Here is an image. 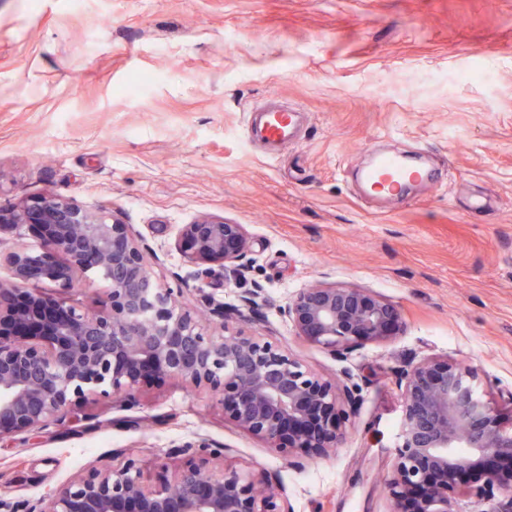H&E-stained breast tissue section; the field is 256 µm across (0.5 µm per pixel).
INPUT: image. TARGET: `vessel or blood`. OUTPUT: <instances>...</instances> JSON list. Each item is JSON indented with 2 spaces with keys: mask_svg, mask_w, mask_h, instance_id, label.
<instances>
[{
  "mask_svg": "<svg viewBox=\"0 0 512 512\" xmlns=\"http://www.w3.org/2000/svg\"><path fill=\"white\" fill-rule=\"evenodd\" d=\"M254 113V120L247 128L249 139L281 146L292 141L298 108L265 104L256 107ZM426 178V169L414 158L387 154L374 148L370 151V161L362 172L360 183L367 197L386 200L401 194L408 183L421 184Z\"/></svg>",
  "mask_w": 512,
  "mask_h": 512,
  "instance_id": "1",
  "label": "vessel or blood"
}]
</instances>
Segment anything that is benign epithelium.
<instances>
[{
  "label": "benign epithelium",
  "mask_w": 512,
  "mask_h": 512,
  "mask_svg": "<svg viewBox=\"0 0 512 512\" xmlns=\"http://www.w3.org/2000/svg\"><path fill=\"white\" fill-rule=\"evenodd\" d=\"M33 226L42 250L17 243L0 256V437L39 432L78 400L139 403L143 384L177 379L206 392L224 420L263 441L291 465L338 446L357 400L344 369L329 379L260 333L210 331L182 303L185 289L154 278L147 248L106 210L93 213L54 195L0 210V231ZM184 260L227 280L250 271L244 224L204 217L175 240ZM78 272L100 273L103 310H80L39 284L69 287ZM262 288L239 295L255 315ZM306 343L347 360L366 342L398 335L397 308L363 288H304L279 307ZM402 417L384 485L390 512H460L466 503L512 512V423L484 398L475 371L424 357L396 372ZM228 449L198 436L172 449L171 474L152 485L142 459L92 465L33 505L0 500V512H294L285 488L265 468L218 465Z\"/></svg>",
  "instance_id": "1"
}]
</instances>
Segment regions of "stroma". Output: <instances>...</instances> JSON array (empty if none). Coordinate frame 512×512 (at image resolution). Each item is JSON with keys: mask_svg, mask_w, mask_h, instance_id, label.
<instances>
[{"mask_svg": "<svg viewBox=\"0 0 512 512\" xmlns=\"http://www.w3.org/2000/svg\"><path fill=\"white\" fill-rule=\"evenodd\" d=\"M142 71L155 81L133 92ZM271 93L305 111L276 151L245 137ZM373 144L423 153L433 179L399 205L364 200L354 174ZM45 195L129 224L190 308L197 289L231 306L241 287L195 275L181 226L246 225L267 302L229 331L329 378L349 367L360 398L339 448L300 468L175 380L133 407L80 401L79 420L0 439V500L36 501L130 452L154 480L171 448L204 436L226 464L275 472L295 512H388L405 361L457 360L512 411V0H0V210ZM318 284L383 296L401 333L344 362L306 344L277 307Z\"/></svg>", "mask_w": 512, "mask_h": 512, "instance_id": "stroma-1", "label": "stroma"}]
</instances>
